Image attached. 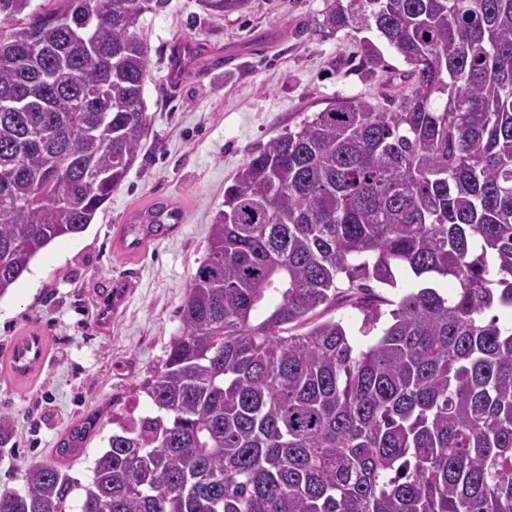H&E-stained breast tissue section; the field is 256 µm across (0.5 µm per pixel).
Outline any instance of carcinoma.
<instances>
[{"instance_id":"1","label":"carcinoma","mask_w":512,"mask_h":512,"mask_svg":"<svg viewBox=\"0 0 512 512\" xmlns=\"http://www.w3.org/2000/svg\"><path fill=\"white\" fill-rule=\"evenodd\" d=\"M164 3L0 0V298L135 165L137 27ZM352 25L411 66L410 90L339 99L249 156L136 387L153 411L119 423L79 512H512V0H328L319 26ZM171 218L157 202L124 234L151 242ZM406 271L399 299L374 291ZM339 304L383 324L372 344L324 317ZM21 480L0 512H67L57 463Z\"/></svg>"}]
</instances>
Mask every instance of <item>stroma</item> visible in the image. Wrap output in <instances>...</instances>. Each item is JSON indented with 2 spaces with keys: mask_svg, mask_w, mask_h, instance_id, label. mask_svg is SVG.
I'll return each instance as SVG.
<instances>
[{
  "mask_svg": "<svg viewBox=\"0 0 512 512\" xmlns=\"http://www.w3.org/2000/svg\"><path fill=\"white\" fill-rule=\"evenodd\" d=\"M327 0H246L218 15L202 0H166L145 14L152 131L121 188L88 230L55 240L0 298V412L15 420L0 449V488L18 489L33 462L57 460L71 426L98 411L85 448L61 461L78 504L119 415L150 413L133 390L165 356L181 327L190 276L208 253L224 188L250 152L341 98L385 104L409 84L407 64L376 32L318 26ZM194 43L196 63L169 84V50ZM381 58L363 64L365 41ZM179 213L163 238L136 248L122 228L154 202ZM43 337L41 363L2 370L20 338Z\"/></svg>",
  "mask_w": 512,
  "mask_h": 512,
  "instance_id": "1",
  "label": "stroma"
}]
</instances>
